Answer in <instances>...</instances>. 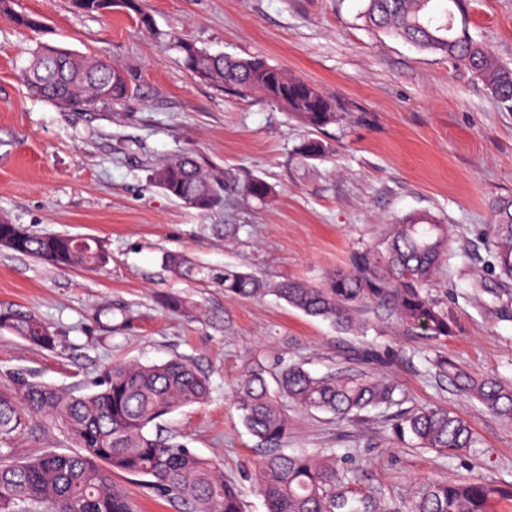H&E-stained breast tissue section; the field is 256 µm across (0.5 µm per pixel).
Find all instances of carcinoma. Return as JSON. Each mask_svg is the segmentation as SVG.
Returning <instances> with one entry per match:
<instances>
[{
  "mask_svg": "<svg viewBox=\"0 0 512 512\" xmlns=\"http://www.w3.org/2000/svg\"><path fill=\"white\" fill-rule=\"evenodd\" d=\"M366 21L423 50L439 53L481 81L491 98L512 109V68L475 41L469 31L464 0H366ZM86 13L115 8L135 14L140 27L152 18L137 0H73ZM186 66L196 75L247 97L262 95L296 114L313 130L340 119L342 104L309 81L256 56L239 59L180 44ZM29 92L56 106L83 111L99 103H119L130 90L124 70L93 55H79L43 43L22 71ZM310 159L326 149L309 138L300 146ZM156 184L169 196L199 211L221 201V186L205 173L190 152L174 155L154 171ZM0 244L62 268L97 269L108 262L99 242L69 234L35 235L0 220ZM487 247L499 269L500 287L485 292L512 296V205L501 206L489 225ZM387 267L380 271L369 253L356 256L351 272L327 284L298 279L270 283L240 266L224 267V293L238 298L272 294L303 313L321 317L346 331L364 334L367 304L390 305L402 325L432 338L452 333L448 312L430 296L428 286L448 253V234L426 213H411L391 225L384 240ZM174 274L192 279L200 270L179 253L164 258ZM174 312L194 308L187 297L166 295ZM0 330L31 345L53 349L57 336L40 320L0 309ZM454 387L493 414L512 421V384L477 378L448 359L433 362ZM397 386L365 372L316 376L300 364H288L270 385L266 370L251 368L233 389V401L246 429L262 443L257 462L258 491L267 512H376L374 501L354 488L355 470L336 455L288 453V406L330 414L337 420L398 404ZM21 401L0 393V439L26 426L28 414L39 415L69 438L70 452H45L16 459L0 449V512H133L116 474L138 477L185 512H243L238 489L224 479L223 468L172 438L159 433L167 415L209 398V381L194 364L175 356L160 364L129 362L105 373L102 389L83 393L18 378ZM394 431L410 433L419 444L450 454L476 447L465 419L436 407H421L398 416ZM512 498V486L498 488L482 479L433 480L405 512H488L496 497Z\"/></svg>",
  "mask_w": 512,
  "mask_h": 512,
  "instance_id": "obj_1",
  "label": "carcinoma"
}]
</instances>
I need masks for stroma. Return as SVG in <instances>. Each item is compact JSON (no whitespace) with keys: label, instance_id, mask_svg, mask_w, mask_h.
<instances>
[{"label":"stroma","instance_id":"obj_1","mask_svg":"<svg viewBox=\"0 0 512 512\" xmlns=\"http://www.w3.org/2000/svg\"><path fill=\"white\" fill-rule=\"evenodd\" d=\"M154 22L142 29L121 10L81 13L71 0H15L41 15L42 31L0 15V219L37 234L95 238L110 256L98 270L60 269L0 246V308L47 323L58 346L45 350L0 331V393L24 373L87 392L108 366L192 359L210 379L206 405L163 421L167 435L218 460L242 492L244 512H266L254 490L260 441L243 425L231 387L257 365L290 362L314 373H379L396 382L398 406L349 422L289 408L291 451L336 452L358 470V492L403 507L432 479L482 476L512 483V422L461 396L427 361L449 357L477 377L512 381V313H502L486 233L512 203V111L481 81L440 55L368 27L365 0H139ZM471 35L512 66V0H469ZM49 43L122 66L130 94L120 105L69 112L31 96L21 78L32 51ZM270 64L315 84L346 107L311 132L261 95L242 97L192 74L180 44ZM317 135L319 159L301 155ZM182 151L223 185L207 213L158 188L154 168ZM261 179L272 193L248 197ZM425 212L447 225L453 257L437 271L432 297L447 308L449 336L405 329L388 308L368 309L366 334L342 332L275 296H226L225 266L269 282L325 283L350 269L356 252L382 251L390 224ZM185 255L201 275L169 271ZM484 285L485 294L474 292ZM188 297L196 314L163 308ZM421 406L459 413L477 440L449 456L392 431L399 412ZM25 458L72 450L71 440L30 416L5 442Z\"/></svg>","mask_w":512,"mask_h":512}]
</instances>
